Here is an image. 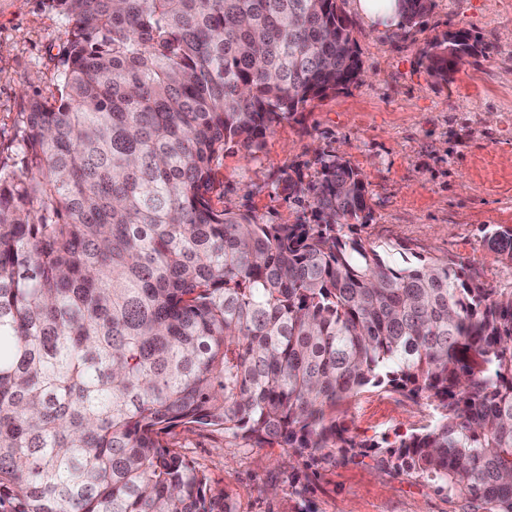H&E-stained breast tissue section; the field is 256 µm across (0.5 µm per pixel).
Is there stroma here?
<instances>
[{
    "label": "stroma",
    "instance_id": "stroma-1",
    "mask_svg": "<svg viewBox=\"0 0 512 512\" xmlns=\"http://www.w3.org/2000/svg\"><path fill=\"white\" fill-rule=\"evenodd\" d=\"M361 62L357 83L275 125L255 155L227 152L212 166L217 209L252 213L264 224L312 223L309 194L288 195L291 174L315 183L321 161L343 157L368 189L370 218L355 235L386 257H460L491 288L512 285V263L484 242L512 227V0H435L424 27L380 29L343 0ZM465 30L482 53L451 83L426 70L427 40ZM70 28L43 0H0V167L18 169L21 115L30 97L58 94V59ZM433 409L388 389L369 388L340 416L366 438L407 434ZM170 447L224 492L236 512H461L435 483L384 471L372 459L312 464L286 448H258L220 432L178 427Z\"/></svg>",
    "mask_w": 512,
    "mask_h": 512
}]
</instances>
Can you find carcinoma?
<instances>
[{"mask_svg": "<svg viewBox=\"0 0 512 512\" xmlns=\"http://www.w3.org/2000/svg\"><path fill=\"white\" fill-rule=\"evenodd\" d=\"M47 2L71 26L60 96L29 100L22 172L0 171V512H233L165 442L178 426L512 512V287L351 237L368 191L337 156L282 180L313 224L211 203L225 151L358 81L339 0ZM401 4L411 26L433 8ZM477 54L462 30L421 50L443 83ZM484 242L512 263V227ZM368 387L433 419L360 439L336 407Z\"/></svg>", "mask_w": 512, "mask_h": 512, "instance_id": "obj_1", "label": "carcinoma"}]
</instances>
